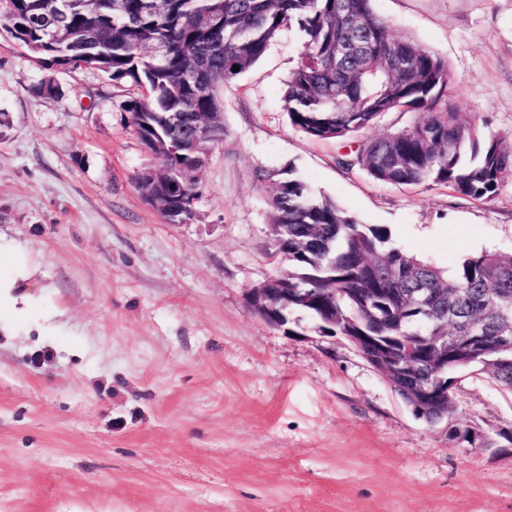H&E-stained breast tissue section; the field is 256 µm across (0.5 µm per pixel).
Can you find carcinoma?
Segmentation results:
<instances>
[{"label":"carcinoma","mask_w":512,"mask_h":512,"mask_svg":"<svg viewBox=\"0 0 512 512\" xmlns=\"http://www.w3.org/2000/svg\"><path fill=\"white\" fill-rule=\"evenodd\" d=\"M0 30L43 68L67 64L129 82L143 95L128 102L142 144L158 160L144 173L174 183L167 213L183 220L185 199L198 198L182 170L202 168L224 140L218 88L249 70L284 26L304 41L288 81L290 124L316 139L371 127L382 111L416 112L413 124L367 140L349 164L395 186L446 185L476 201L494 199L512 174V142L487 135L448 100L447 61L396 36L371 0H0ZM369 50L336 56L354 34ZM239 71H233V66ZM270 223L288 225V287L336 289V335L385 336L397 347L431 334L458 336L470 321L492 343L512 318V255L483 250L452 275L394 246L390 230L363 224L300 179L268 171ZM448 372L485 376L512 392V348L469 355Z\"/></svg>","instance_id":"carcinoma-1"}]
</instances>
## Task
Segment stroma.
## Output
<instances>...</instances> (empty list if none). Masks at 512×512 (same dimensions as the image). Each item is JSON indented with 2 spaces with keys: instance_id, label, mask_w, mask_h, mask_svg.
<instances>
[{
  "instance_id": "1",
  "label": "stroma",
  "mask_w": 512,
  "mask_h": 512,
  "mask_svg": "<svg viewBox=\"0 0 512 512\" xmlns=\"http://www.w3.org/2000/svg\"><path fill=\"white\" fill-rule=\"evenodd\" d=\"M396 34L443 57L448 97L512 139V0H371ZM302 47L283 28L224 85L226 134L199 171L194 215L169 224L137 177L154 164L126 105L140 91L89 68L48 71L0 34V234L38 266L50 316L0 340V512H512V394L463 378L460 444L413 415L344 337L306 312L284 333L247 304L279 274L266 171L447 271L512 253V175L478 202L340 165L358 140L411 125L385 112L318 140L284 109ZM53 77L54 95L33 87Z\"/></svg>"
}]
</instances>
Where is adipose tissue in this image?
I'll return each mask as SVG.
<instances>
[{
	"label": "adipose tissue",
	"mask_w": 512,
	"mask_h": 512,
	"mask_svg": "<svg viewBox=\"0 0 512 512\" xmlns=\"http://www.w3.org/2000/svg\"><path fill=\"white\" fill-rule=\"evenodd\" d=\"M37 273V266L27 260L20 244L0 235V335H15L19 323L42 321L26 291Z\"/></svg>",
	"instance_id": "1"
}]
</instances>
